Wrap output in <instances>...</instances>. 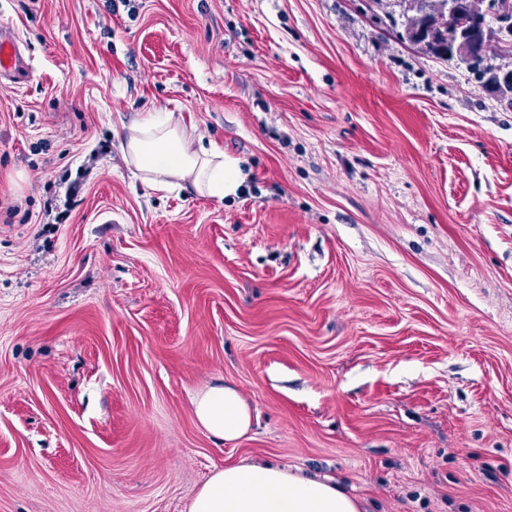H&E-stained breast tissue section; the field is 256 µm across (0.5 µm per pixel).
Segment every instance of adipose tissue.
<instances>
[{
  "mask_svg": "<svg viewBox=\"0 0 512 512\" xmlns=\"http://www.w3.org/2000/svg\"><path fill=\"white\" fill-rule=\"evenodd\" d=\"M122 152L156 191L177 180L201 195L225 199L237 196L247 178L238 159L205 144L195 126L184 125L170 112L150 110L132 122ZM192 405L198 423L217 439L234 443L251 429L250 405L233 386L208 387ZM188 512H363V503L332 479L243 461L215 470Z\"/></svg>",
  "mask_w": 512,
  "mask_h": 512,
  "instance_id": "1",
  "label": "adipose tissue"
}]
</instances>
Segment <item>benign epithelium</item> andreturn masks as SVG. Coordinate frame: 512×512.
Instances as JSON below:
<instances>
[{
  "label": "benign epithelium",
  "mask_w": 512,
  "mask_h": 512,
  "mask_svg": "<svg viewBox=\"0 0 512 512\" xmlns=\"http://www.w3.org/2000/svg\"><path fill=\"white\" fill-rule=\"evenodd\" d=\"M404 33L411 42L431 41L441 33L447 38L448 56L472 65L479 59L489 29L471 0H448L439 12L425 15L415 24L404 22ZM485 87L498 97L512 99V68H495Z\"/></svg>",
  "instance_id": "7a95c632"
}]
</instances>
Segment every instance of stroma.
<instances>
[{"instance_id": "stroma-1", "label": "stroma", "mask_w": 512, "mask_h": 512, "mask_svg": "<svg viewBox=\"0 0 512 512\" xmlns=\"http://www.w3.org/2000/svg\"><path fill=\"white\" fill-rule=\"evenodd\" d=\"M399 0H0V512H187L214 469L512 512V108ZM174 113L235 199L121 142ZM235 386L227 444L192 399ZM29 70L18 35L6 28L0 29V81L20 86ZM145 113L127 127L122 152L148 187L165 191L177 180L203 196L238 195L247 178L240 160L207 146L196 127L184 125L174 113ZM192 405L201 427L224 442L235 443L251 429L250 405L233 386H210L194 396Z\"/></svg>"}]
</instances>
